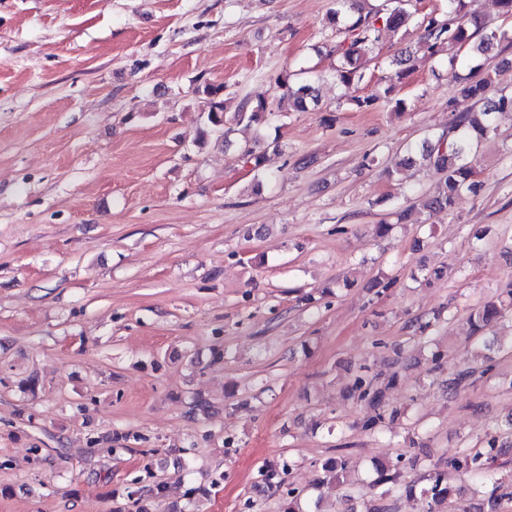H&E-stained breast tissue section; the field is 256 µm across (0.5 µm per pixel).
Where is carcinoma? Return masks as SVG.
I'll return each instance as SVG.
<instances>
[{"mask_svg":"<svg viewBox=\"0 0 512 512\" xmlns=\"http://www.w3.org/2000/svg\"><path fill=\"white\" fill-rule=\"evenodd\" d=\"M359 0H332V7L327 13L328 23L335 25L340 19L347 18L345 38L336 43L334 52L338 63L334 78L336 85L350 91L364 79L369 63L374 59L378 43L384 32H396L410 26L414 22L415 12L412 11V0H388L389 6L375 7L362 12L356 7ZM468 0H448L447 12L441 17L432 16L420 22L423 27L422 45L427 54L435 57L442 48L454 43L468 48L473 56H481L490 52L495 44L507 37V32L498 31L489 27L480 15L467 10ZM414 52L405 49L391 60L396 67L395 75L402 78L409 71L408 64L412 63ZM278 86L285 90L283 98L292 102L294 110L303 112L308 105L318 102V89L310 82L293 86L286 75L276 78ZM493 79L489 76L472 82L466 87L469 96L478 100H485L492 89ZM224 85H206L196 93L207 100L205 122L211 131L224 138L234 132L233 125L260 123L266 114L271 112L268 102L264 99L251 104L244 102L239 105L238 111L232 116L224 112ZM505 109H512V97H500L491 107L478 113H463L453 116L451 129L454 136L447 138L443 135L433 141L426 142L419 152H409L406 163L409 165L426 162L435 170L444 174V179L426 196L424 208L430 212L452 211L462 193L475 194L479 190V182L475 179L474 146L480 140L495 132L494 113ZM512 313V291L508 293L506 301H489L472 310L468 316V336H472L484 343L487 354L483 355V362L492 361L491 353L498 352L502 345L495 337H488L489 329L500 319ZM477 369L466 366L448 372L445 380L448 389H457L475 374ZM350 393L358 401L375 410L364 420V428L377 431L384 419L385 388L375 382V379L359 375L354 378ZM499 434L489 436L487 449L477 450L473 453L463 454L452 458L447 466L456 472L472 475L481 481L487 488V512H499L503 500L512 498V491H508L502 478L498 477L500 465L497 456L500 454ZM347 468V462L342 459L331 458L324 463L322 474L318 478L316 487L336 481L340 473ZM290 469L287 461L279 465H266L260 468V482L265 491L271 496H281L287 501L283 512H303L299 501L303 492L292 488L284 489L285 475ZM400 463L396 462L390 467L379 468L380 478L368 484L371 491L380 490V498L389 496L402 488L399 485ZM430 485L420 491L422 500L421 512H439L438 507L444 503H452L457 489L451 485L448 471L435 467L429 473ZM165 481L158 479L150 484L138 487L129 493V497L136 498L139 504L137 512H149L147 501L151 498H161L165 493ZM406 492H413V486L404 488Z\"/></svg>","mask_w":512,"mask_h":512,"instance_id":"obj_1","label":"carcinoma"}]
</instances>
